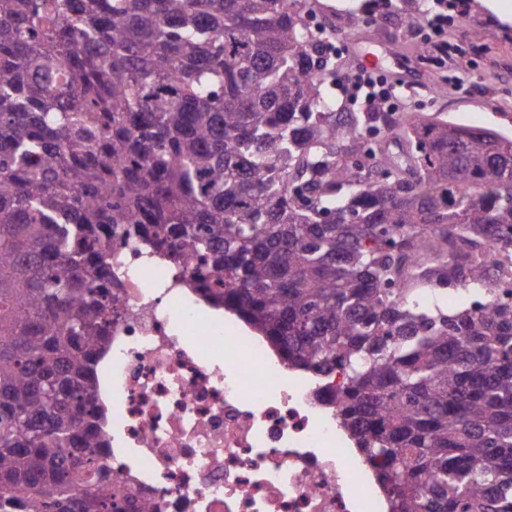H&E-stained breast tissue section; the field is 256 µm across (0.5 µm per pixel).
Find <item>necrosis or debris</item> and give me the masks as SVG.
<instances>
[{
	"label": "necrosis or debris",
	"mask_w": 512,
	"mask_h": 512,
	"mask_svg": "<svg viewBox=\"0 0 512 512\" xmlns=\"http://www.w3.org/2000/svg\"><path fill=\"white\" fill-rule=\"evenodd\" d=\"M110 344L96 411L124 512H382L329 404L341 373L289 369L142 241H112Z\"/></svg>",
	"instance_id": "4bbe7bcc"
}]
</instances>
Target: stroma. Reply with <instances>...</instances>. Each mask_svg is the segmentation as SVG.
Wrapping results in <instances>:
<instances>
[{
	"mask_svg": "<svg viewBox=\"0 0 512 512\" xmlns=\"http://www.w3.org/2000/svg\"><path fill=\"white\" fill-rule=\"evenodd\" d=\"M318 17L326 15H354L358 24L336 29L339 52L336 66L346 69L355 58L351 45L360 33H369L376 40L405 54H414L416 40L408 28L412 14L409 0H396L392 11L381 10L379 0H317ZM478 29L483 35L485 56L473 66L457 58L451 71L434 70L422 74L424 84L446 86L449 77L466 78L472 90L460 94L448 90L439 102L428 101L426 94L413 97L409 109L413 112L441 113L450 122L496 129L512 136V23L502 22L498 16L482 7L480 0H466L464 15L449 14L448 40L454 44L466 43L469 29Z\"/></svg>",
	"mask_w": 512,
	"mask_h": 512,
	"instance_id": "stroma-1",
	"label": "stroma"
}]
</instances>
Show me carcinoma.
<instances>
[{
    "label": "carcinoma",
    "mask_w": 512,
    "mask_h": 512,
    "mask_svg": "<svg viewBox=\"0 0 512 512\" xmlns=\"http://www.w3.org/2000/svg\"><path fill=\"white\" fill-rule=\"evenodd\" d=\"M313 12L0 0V512L120 508L89 408L119 230L195 258L289 367L343 374L389 512H512V153L350 110Z\"/></svg>",
    "instance_id": "cac0c4a2"
}]
</instances>
